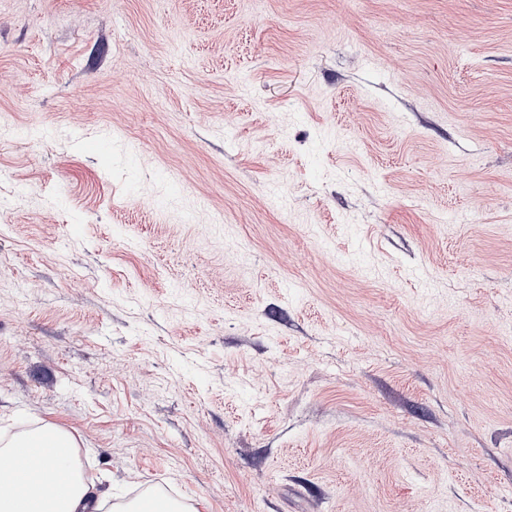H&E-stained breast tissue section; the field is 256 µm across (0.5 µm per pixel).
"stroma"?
Masks as SVG:
<instances>
[{"mask_svg":"<svg viewBox=\"0 0 512 512\" xmlns=\"http://www.w3.org/2000/svg\"><path fill=\"white\" fill-rule=\"evenodd\" d=\"M101 512H512V0H0V439Z\"/></svg>","mask_w":512,"mask_h":512,"instance_id":"35a3bbf8","label":"stroma"}]
</instances>
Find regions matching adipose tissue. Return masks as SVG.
Returning a JSON list of instances; mask_svg holds the SVG:
<instances>
[{
  "label": "adipose tissue",
  "mask_w": 512,
  "mask_h": 512,
  "mask_svg": "<svg viewBox=\"0 0 512 512\" xmlns=\"http://www.w3.org/2000/svg\"><path fill=\"white\" fill-rule=\"evenodd\" d=\"M33 435L48 446L61 440L67 451L38 455L20 473L0 466V512H94L98 491L93 481L79 473L73 436L52 424L40 426ZM48 480L58 483L59 498L43 497L42 486Z\"/></svg>",
  "instance_id": "obj_1"
}]
</instances>
